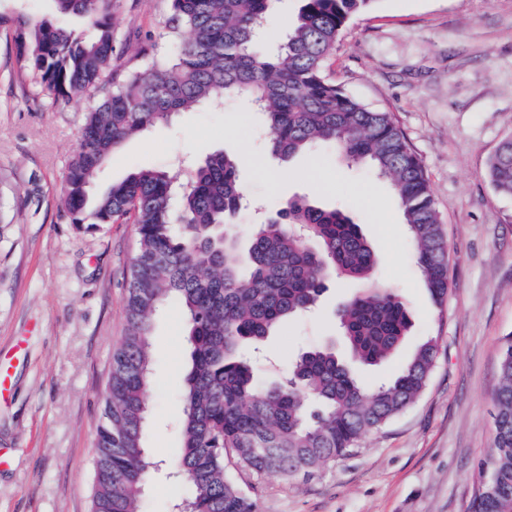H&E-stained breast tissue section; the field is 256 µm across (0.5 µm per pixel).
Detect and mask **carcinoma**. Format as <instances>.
I'll return each mask as SVG.
<instances>
[{
	"mask_svg": "<svg viewBox=\"0 0 512 512\" xmlns=\"http://www.w3.org/2000/svg\"><path fill=\"white\" fill-rule=\"evenodd\" d=\"M170 2L174 50L131 71L114 65L117 0H55L60 12L84 21L86 35L22 14L0 13V29L12 33L20 66L55 99L93 98L112 87L87 113L62 196L71 223L131 220L137 234L125 333L112 352L96 431L91 512H142L156 464L142 443L153 320L170 302L187 325L177 463L188 489L186 512H260L226 474L227 451L257 474L284 481L313 476L416 403L439 358V337H428L391 379L370 388L352 364L388 362L411 321L402 296L374 277L376 254L346 210L294 197L244 247L226 231L243 199L234 157L207 156L186 183L167 170L138 168L91 204L88 190L100 168L127 139L183 110L245 98L273 159L326 145L391 182L438 306L448 297L447 246L428 179L404 133L389 113L349 96L323 72L346 24L377 0H300L297 22L272 46L261 31L277 0ZM487 175L500 194L512 196L511 136ZM332 271L365 284L338 311L350 360L314 349L292 361L286 381L259 383L246 348L315 305ZM494 405L493 444L478 466L468 512H512V336L501 346ZM486 469L492 479L485 484Z\"/></svg>",
	"mask_w": 512,
	"mask_h": 512,
	"instance_id": "1",
	"label": "carcinoma"
}]
</instances>
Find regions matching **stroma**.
<instances>
[{"label":"stroma","mask_w":512,"mask_h":512,"mask_svg":"<svg viewBox=\"0 0 512 512\" xmlns=\"http://www.w3.org/2000/svg\"><path fill=\"white\" fill-rule=\"evenodd\" d=\"M169 0H119V68L171 50ZM0 11L46 19L74 33L83 23L53 0H0ZM327 78L368 107L391 113L419 156L448 249V300L433 305L414 262L390 183L320 148L270 164L251 105L227 98L177 114L128 139L99 171L100 195L143 165L188 175L207 154L239 159L248 204L231 230L248 240L267 213L295 196L347 207L376 251V277L401 294L413 328L372 384L405 364L424 338L440 353L420 399L366 434L344 459L306 481L226 470L261 512H467L474 475L493 443L502 339L512 335V198L486 176L512 135V0H378L342 31ZM88 104L54 101L16 60L0 30V361L10 365L0 403V512H90L96 429L125 328L133 224L76 228L63 178ZM359 291L334 277L319 308L285 322L253 358L259 381L286 377L287 362L336 340L335 311ZM187 329L167 305L152 336L153 387L143 444L163 465L143 512H172L183 494L165 470L179 455L178 391Z\"/></svg>","instance_id":"35a3bbf8"}]
</instances>
